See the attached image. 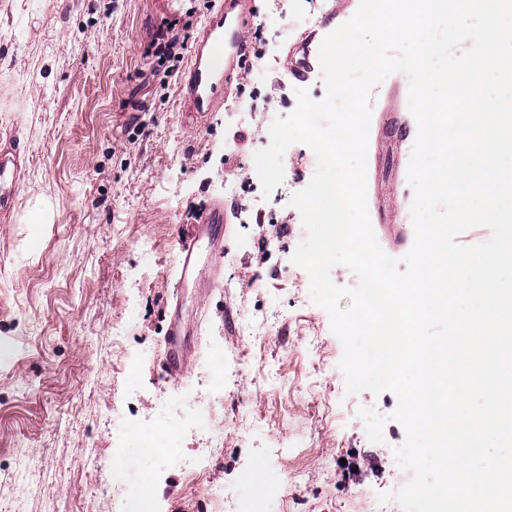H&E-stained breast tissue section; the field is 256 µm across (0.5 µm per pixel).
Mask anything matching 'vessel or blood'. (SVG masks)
I'll return each mask as SVG.
<instances>
[{"mask_svg":"<svg viewBox=\"0 0 512 512\" xmlns=\"http://www.w3.org/2000/svg\"><path fill=\"white\" fill-rule=\"evenodd\" d=\"M215 4L193 44L188 70L179 80L184 102L193 112H213L221 108L239 69L250 61V49L244 40V32L251 21L249 0H215ZM20 173L19 154L1 149V213L11 211L15 205ZM223 225L224 205L216 201L200 210L190 230L178 239L179 279L171 294L172 302H179L182 289L218 283L224 252ZM184 336L181 319L172 318L158 362L166 382H179L187 372Z\"/></svg>","mask_w":512,"mask_h":512,"instance_id":"vessel-or-blood-1","label":"vessel or blood"}]
</instances>
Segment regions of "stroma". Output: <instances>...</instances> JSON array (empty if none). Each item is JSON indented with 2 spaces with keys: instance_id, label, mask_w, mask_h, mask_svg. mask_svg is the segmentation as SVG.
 <instances>
[{
  "instance_id": "stroma-1",
  "label": "stroma",
  "mask_w": 512,
  "mask_h": 512,
  "mask_svg": "<svg viewBox=\"0 0 512 512\" xmlns=\"http://www.w3.org/2000/svg\"><path fill=\"white\" fill-rule=\"evenodd\" d=\"M214 0H0V148L25 164L13 211L0 215V512H129L143 475L157 512H370L409 480L394 455L403 427L370 442L359 408L382 415L393 393H345L343 345L291 261L306 231L293 195L317 165L306 145L283 155V184L263 196L254 153L296 89L325 95L318 60L334 13L360 0H252L266 57L243 71L230 111H186L177 78L150 76L156 35L195 39ZM395 73L371 94L416 122ZM243 140H234V132ZM412 142L385 137L367 157L369 212L383 250L414 242L407 180ZM224 203V277L188 293L183 314L206 321L177 385L155 363L178 278L175 243L195 212ZM224 351V390L209 384ZM220 428L223 447L183 467ZM158 431L144 451L139 435ZM261 472L262 486L251 476Z\"/></svg>"
}]
</instances>
